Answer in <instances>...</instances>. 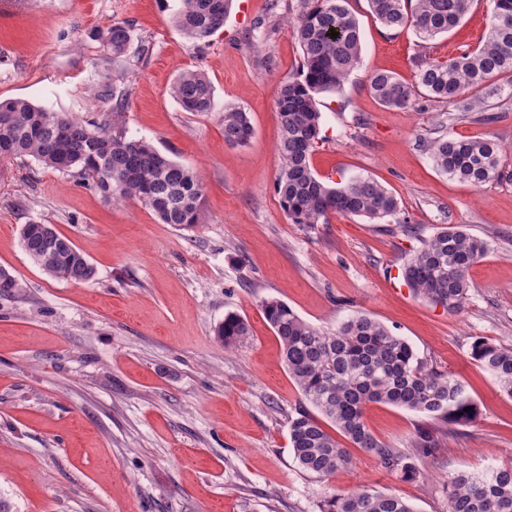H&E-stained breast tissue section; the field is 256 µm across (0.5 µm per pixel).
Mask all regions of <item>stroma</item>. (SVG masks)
<instances>
[{
	"label": "stroma",
	"mask_w": 512,
	"mask_h": 512,
	"mask_svg": "<svg viewBox=\"0 0 512 512\" xmlns=\"http://www.w3.org/2000/svg\"><path fill=\"white\" fill-rule=\"evenodd\" d=\"M298 0H232L223 28L203 45L173 16L179 0H0V100L24 98L86 120L108 108L103 80L129 91L125 128L197 171L204 216L183 228L159 223L137 201L112 204L78 178L33 158L0 163V267L21 283L0 296V500L9 512H320L330 490L360 486L400 495L416 512H448V479L512 460V396L469 356L483 339L512 348V72L494 77L484 113L421 95L388 108L368 89L376 71L414 82V59L447 60L476 47L490 0L462 25L420 41L386 30L367 0H350L363 61L335 92L318 97L323 143L314 170L333 181L370 177L399 201L374 223L333 215L292 223L275 192L280 161L276 100L300 70L285 21ZM129 22L126 53L94 37ZM186 69L206 73L209 112L170 96ZM247 112V145L225 143V108ZM488 138L504 175L476 187L434 167L423 141ZM53 225L94 264L75 283L46 275L23 248L21 229ZM464 225L489 243L471 267L464 310L413 295L400 268L419 237ZM279 299L324 329L365 314L404 337L419 359L461 379L477 420L448 425L386 404L365 423L409 451L430 428L435 454L408 478L361 449L327 480L293 458L289 425L304 399L282 360L261 303ZM250 334L224 348L213 328L228 313Z\"/></svg>",
	"instance_id": "stroma-1"
}]
</instances>
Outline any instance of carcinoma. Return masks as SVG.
I'll return each mask as SVG.
<instances>
[{"label":"carcinoma","instance_id":"carcinoma-1","mask_svg":"<svg viewBox=\"0 0 512 512\" xmlns=\"http://www.w3.org/2000/svg\"><path fill=\"white\" fill-rule=\"evenodd\" d=\"M176 26L201 44L224 26L231 0H180ZM474 0H368L373 16L388 30H412L428 41L446 34L463 21ZM488 33L477 48L446 61L416 59V81L383 71L371 76L369 90L384 106L403 108L426 93L474 112L484 99L499 94L491 79L512 71V0H492ZM298 13L289 18L301 50L299 76L281 83L277 109L281 167L275 188L294 224H326L332 214L371 221L399 211L396 197L371 178L334 182L315 173L312 152L319 144L321 112L316 95L341 88L361 64L360 26L349 0H299ZM336 32L337 37L330 36ZM97 38L119 57L128 49L131 26L114 21ZM477 89L473 99L466 91ZM170 96L186 112H209L214 91L200 70L180 72L169 87ZM112 101L98 124L80 121L22 98L0 101V161L32 157L48 168L69 173L90 184L114 203L136 200L151 209L160 223L192 227L201 223L204 190L191 168L173 161L148 141L127 135L122 118L128 92L103 91ZM224 142L244 145L253 134L248 114L224 109ZM434 166L476 187L503 177L499 145L490 139L438 137L423 141ZM23 247L49 276L84 283L95 279L96 268L73 243L50 224L29 223L22 228ZM488 252L487 242L449 224L427 239L402 264L401 275L412 292L450 311L468 300V272ZM20 282L0 267V295L18 291ZM263 313L278 337L283 361L299 391L314 409H302L290 421L294 459L306 472L329 479L352 464L342 436L372 456L381 466L416 474L409 456L377 440L365 424L371 403L388 404L424 414L452 425L472 423L478 414L464 383L450 373L428 367L408 341L384 324L360 314L333 332L298 316L281 300L262 304ZM214 335L231 347L250 335L248 323L229 313ZM471 358L495 376L512 396V349L488 341L471 346ZM473 410L468 411L466 407ZM335 433H330L325 424ZM321 512H414L407 499L361 488L331 493ZM448 512H512V464L484 474L461 471L448 480Z\"/></svg>","mask_w":512,"mask_h":512}]
</instances>
